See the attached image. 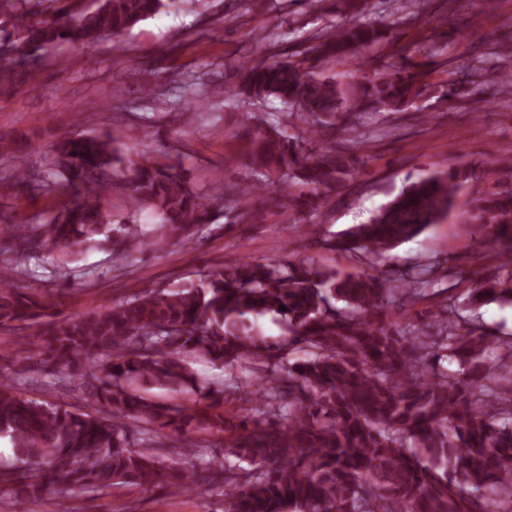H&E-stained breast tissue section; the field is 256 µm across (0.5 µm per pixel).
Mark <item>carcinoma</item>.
<instances>
[{
    "instance_id": "1",
    "label": "carcinoma",
    "mask_w": 512,
    "mask_h": 512,
    "mask_svg": "<svg viewBox=\"0 0 512 512\" xmlns=\"http://www.w3.org/2000/svg\"><path fill=\"white\" fill-rule=\"evenodd\" d=\"M45 12L24 10L0 59L10 78L39 49L60 43L92 46L119 39L169 0H48ZM367 0H334L336 12L362 15ZM394 23L359 22L307 34L296 50L242 69L231 95L277 99L299 115L319 146L276 126L243 127L247 160L256 175L250 191L237 184L205 197L168 169L124 158L112 134L72 135L46 158L48 183L69 204L39 224L13 229L9 249L21 261L46 253L68 256L84 245H110L124 261L159 241L190 242L213 222L224 199L237 201L236 219L257 216L251 201L283 200L313 217L325 195L345 181L353 158L320 144L351 117L352 108L403 112L420 95L423 72L376 52ZM358 56L362 75L342 83L322 71ZM465 170L429 173L410 183L368 222L353 224L324 245L352 255L386 259L389 252L445 219ZM123 184L132 204L147 205L157 224L146 229L118 220L100 198ZM466 221L499 265L476 283V301H511L512 187L487 192ZM20 270L0 267V327L27 328L46 319L39 339L41 368L28 382L64 370L81 380L94 412L23 395L0 380V438L19 464L0 466V490L28 498L56 494V512H75L70 499L121 487L166 482L172 495L198 487L224 489L225 512H512V340L461 323L448 299L432 321L405 322L417 299L440 296L426 271L328 272L302 262H236L209 270L199 283L136 294L97 311L53 318L47 301L21 292ZM338 300V307L332 300ZM278 315L288 337L272 341L250 320ZM505 350L491 368L485 354ZM225 366L242 360L271 365L250 413L224 414V391L198 389L186 354ZM153 385L195 397L156 402L139 387ZM175 435L192 462L167 467L132 448ZM224 433L217 451L202 435ZM231 455L251 468L226 464Z\"/></svg>"
}]
</instances>
